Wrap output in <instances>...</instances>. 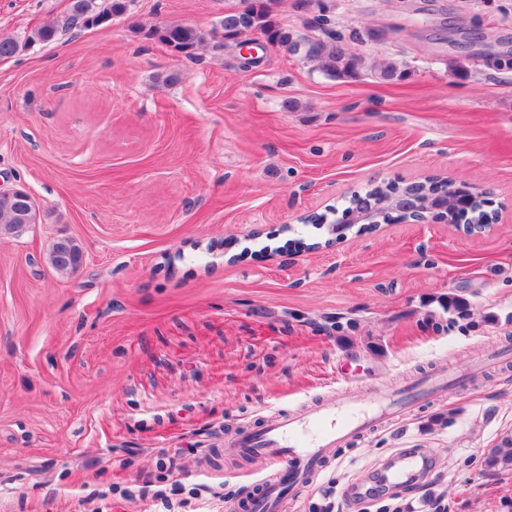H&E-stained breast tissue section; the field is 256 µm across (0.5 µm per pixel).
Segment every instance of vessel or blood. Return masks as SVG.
I'll list each match as a JSON object with an SVG mask.
<instances>
[{
	"instance_id": "b4317fda",
	"label": "vessel or blood",
	"mask_w": 512,
	"mask_h": 512,
	"mask_svg": "<svg viewBox=\"0 0 512 512\" xmlns=\"http://www.w3.org/2000/svg\"><path fill=\"white\" fill-rule=\"evenodd\" d=\"M402 412V405L390 396L377 397L373 406L362 411L354 398L345 396L232 441L234 450L263 457L270 469L266 494L253 503L254 512H283L287 498L309 485L333 448L361 431L393 421Z\"/></svg>"
}]
</instances>
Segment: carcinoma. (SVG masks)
I'll return each instance as SVG.
<instances>
[{"label": "carcinoma", "mask_w": 512, "mask_h": 512, "mask_svg": "<svg viewBox=\"0 0 512 512\" xmlns=\"http://www.w3.org/2000/svg\"><path fill=\"white\" fill-rule=\"evenodd\" d=\"M129 0H71L69 12L62 22L36 28L25 41L11 35H0V56H14L32 43L49 44L71 31H83L105 24L112 17L124 13ZM243 12L240 15L242 27L268 36L277 44L284 43L299 51V58L314 64L316 71L330 80L342 81L358 77L368 71L380 82H392L405 75L406 62L387 58L369 60L365 56L345 46L342 36L326 28L327 19H322L323 35L313 38L310 35L279 24L275 20L278 11L277 0H240ZM231 36L226 19H220L209 29L195 26L166 23L148 29L146 36L167 46L172 51L185 56H193L197 50L210 47L224 48V36ZM17 203L11 195L0 196V225L24 224ZM486 465L492 469H512V438L490 450Z\"/></svg>", "instance_id": "carcinoma-1"}]
</instances>
